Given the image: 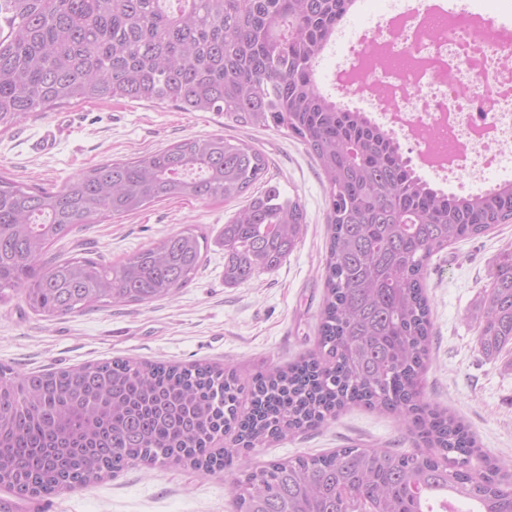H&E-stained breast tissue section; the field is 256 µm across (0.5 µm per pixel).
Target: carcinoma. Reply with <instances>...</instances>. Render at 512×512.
<instances>
[{
	"instance_id": "cac0c4a2",
	"label": "carcinoma",
	"mask_w": 512,
	"mask_h": 512,
	"mask_svg": "<svg viewBox=\"0 0 512 512\" xmlns=\"http://www.w3.org/2000/svg\"><path fill=\"white\" fill-rule=\"evenodd\" d=\"M352 0H0V132L35 112L128 98L235 125L284 128L327 184L330 242L317 349L243 380L207 364L121 358L53 372L0 365V486L48 496L133 460L202 475L349 404L399 414L428 453L342 448L270 463L233 481L237 512H512V467L423 399L432 336V257L512 220V183L445 194L363 112L326 96L314 63ZM253 145L190 138L92 166L52 190L0 176V303L22 295L52 319L161 300L186 287L207 240L166 234L118 263L59 259L55 242L86 224L164 199L231 201L267 172ZM307 216L275 186L224 225V284L286 260ZM478 345H512V251L490 270ZM457 457L450 458L448 454Z\"/></svg>"
}]
</instances>
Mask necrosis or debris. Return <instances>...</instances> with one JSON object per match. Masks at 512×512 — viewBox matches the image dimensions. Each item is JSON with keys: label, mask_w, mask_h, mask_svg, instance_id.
Returning a JSON list of instances; mask_svg holds the SVG:
<instances>
[{"label": "necrosis or debris", "mask_w": 512, "mask_h": 512, "mask_svg": "<svg viewBox=\"0 0 512 512\" xmlns=\"http://www.w3.org/2000/svg\"><path fill=\"white\" fill-rule=\"evenodd\" d=\"M368 41L379 62L365 68L357 49L346 66L358 72L362 97L392 104L401 131L431 129L428 140H414L417 155L433 149L454 157V171L471 173L512 152V68L503 63L512 32L465 11L442 24L423 4L377 24Z\"/></svg>", "instance_id": "1"}]
</instances>
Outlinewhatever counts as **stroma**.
<instances>
[{
	"mask_svg": "<svg viewBox=\"0 0 512 512\" xmlns=\"http://www.w3.org/2000/svg\"><path fill=\"white\" fill-rule=\"evenodd\" d=\"M393 0H367L363 12L348 11V31L334 34L315 65L324 93L361 112L370 107L332 83L358 37L394 12ZM58 124L57 144L38 153L34 143L45 125ZM220 134L258 148L268 161V179L307 214L302 240L276 269L228 285L224 282V226L246 198L162 200L122 218H106L54 243L61 257L76 249L118 262L162 235L192 228L208 239L204 262L185 288L149 303L109 306L80 315L45 319L22 299L0 303V365L21 373L69 369L116 357L180 364L207 362L235 368L241 377L282 367L318 340L325 288L329 228L326 182L316 160L284 129L225 125L213 112H184L131 99L85 102L37 112L0 133V174L44 188H58L93 165L129 159L185 139ZM418 173L445 193L476 194L512 182V163L475 178ZM512 249V222L459 241L434 255L426 275L433 332L422 377L424 398L456 416L473 432L487 456L512 462V345L486 357L477 339L480 301L489 271ZM415 451L407 426L391 413L353 406L322 425L268 440L234 455L231 465L198 476L182 465L135 461L121 472L46 499H19L0 488L10 512H235L230 486L271 462L320 455L340 448Z\"/></svg>",
	"mask_w": 512,
	"mask_h": 512,
	"instance_id": "stroma-1",
	"label": "stroma"
}]
</instances>
